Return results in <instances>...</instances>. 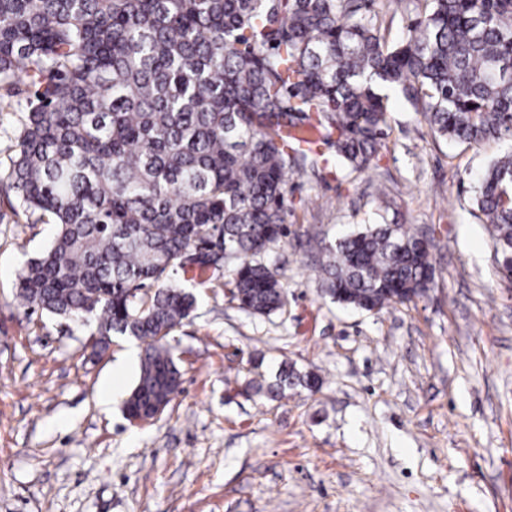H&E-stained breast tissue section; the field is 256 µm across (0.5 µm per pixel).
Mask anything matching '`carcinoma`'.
<instances>
[{
	"instance_id": "carcinoma-1",
	"label": "carcinoma",
	"mask_w": 512,
	"mask_h": 512,
	"mask_svg": "<svg viewBox=\"0 0 512 512\" xmlns=\"http://www.w3.org/2000/svg\"><path fill=\"white\" fill-rule=\"evenodd\" d=\"M372 0H0V83L27 95L0 171L8 205L51 224L18 277L30 313L142 346L127 420L180 392L169 336L195 290L228 288L269 317L287 305L271 255L288 236V179L365 171L403 97L434 135L512 138V0H425L387 41ZM512 146L474 202L512 262ZM433 244L409 224L321 241L322 295L366 312L435 282ZM320 378L291 365L275 397Z\"/></svg>"
}]
</instances>
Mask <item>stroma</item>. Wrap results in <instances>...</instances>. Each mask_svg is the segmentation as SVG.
<instances>
[{"label": "stroma", "instance_id": "1", "mask_svg": "<svg viewBox=\"0 0 512 512\" xmlns=\"http://www.w3.org/2000/svg\"><path fill=\"white\" fill-rule=\"evenodd\" d=\"M24 96L0 84V162ZM504 148L449 144L393 100L369 169L288 182L290 234L273 259L283 311L258 317L203 293L169 339L179 393L154 421L103 404L132 347L95 357L84 331L27 314L18 273L53 228L0 200V512H512V284L473 204ZM384 215L434 239L427 296L374 313L322 296L318 241ZM322 387L258 393L282 363Z\"/></svg>", "mask_w": 512, "mask_h": 512}]
</instances>
